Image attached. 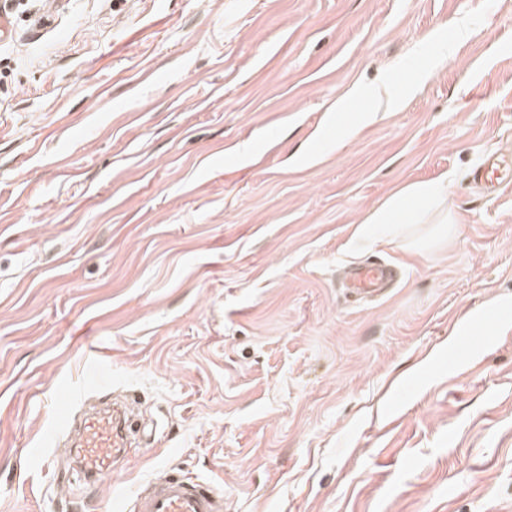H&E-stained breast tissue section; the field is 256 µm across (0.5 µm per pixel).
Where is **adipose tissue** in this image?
I'll return each mask as SVG.
<instances>
[{"label":"adipose tissue","mask_w":512,"mask_h":512,"mask_svg":"<svg viewBox=\"0 0 512 512\" xmlns=\"http://www.w3.org/2000/svg\"><path fill=\"white\" fill-rule=\"evenodd\" d=\"M448 198L447 181L419 182L407 186L371 210L358 229L361 238L378 231L395 233L398 227L448 221L443 206Z\"/></svg>","instance_id":"1"}]
</instances>
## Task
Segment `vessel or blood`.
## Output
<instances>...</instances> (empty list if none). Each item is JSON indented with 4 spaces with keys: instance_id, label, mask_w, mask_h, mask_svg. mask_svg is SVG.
Listing matches in <instances>:
<instances>
[{
    "instance_id": "vessel-or-blood-1",
    "label": "vessel or blood",
    "mask_w": 512,
    "mask_h": 512,
    "mask_svg": "<svg viewBox=\"0 0 512 512\" xmlns=\"http://www.w3.org/2000/svg\"><path fill=\"white\" fill-rule=\"evenodd\" d=\"M469 176L485 195H495L501 186L512 183V155L485 154ZM393 282L391 265L366 261L348 269L345 286L350 294L365 299L383 295ZM108 366L101 349L92 348L88 373L95 384L107 382ZM129 426L127 411L108 406L85 414L77 426L72 445L78 469L95 489L108 485L119 461L127 458ZM133 512H223V494L212 484L168 473L136 496Z\"/></svg>"
}]
</instances>
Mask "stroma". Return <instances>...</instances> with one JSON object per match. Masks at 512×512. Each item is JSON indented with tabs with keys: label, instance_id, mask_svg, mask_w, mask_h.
I'll use <instances>...</instances> for the list:
<instances>
[{
	"label": "stroma",
	"instance_id": "stroma-1",
	"mask_svg": "<svg viewBox=\"0 0 512 512\" xmlns=\"http://www.w3.org/2000/svg\"><path fill=\"white\" fill-rule=\"evenodd\" d=\"M56 5L0 0V512H115L173 469L224 512H512V321L448 359L512 306V185L467 177L512 152V0ZM383 82L397 110L325 135ZM442 178L446 242L357 240ZM376 258L396 288L353 301ZM91 346L153 428L98 496L54 425Z\"/></svg>",
	"mask_w": 512,
	"mask_h": 512
}]
</instances>
